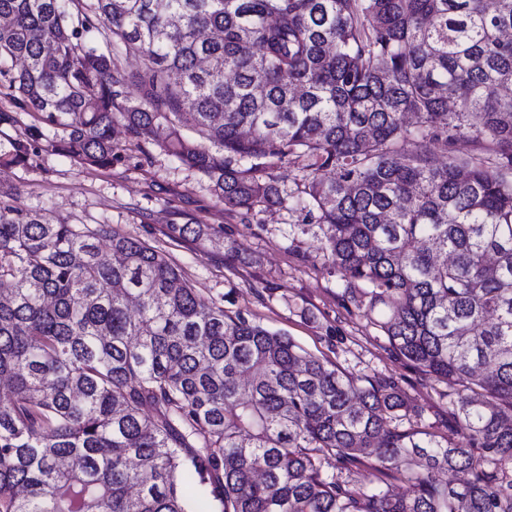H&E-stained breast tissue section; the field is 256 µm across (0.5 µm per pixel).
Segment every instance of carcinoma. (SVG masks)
Segmentation results:
<instances>
[{"mask_svg": "<svg viewBox=\"0 0 512 512\" xmlns=\"http://www.w3.org/2000/svg\"><path fill=\"white\" fill-rule=\"evenodd\" d=\"M0 18V89L79 164L112 165L121 123L232 209L317 214L391 348L458 386L459 428L205 303L163 251L0 187V512H196L189 474L216 512H512V0H0ZM298 167L297 164L285 163L274 172L280 188L287 193H296L297 188L302 187L303 172Z\"/></svg>", "mask_w": 512, "mask_h": 512, "instance_id": "obj_1", "label": "carcinoma"}]
</instances>
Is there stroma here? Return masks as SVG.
<instances>
[{"mask_svg":"<svg viewBox=\"0 0 512 512\" xmlns=\"http://www.w3.org/2000/svg\"><path fill=\"white\" fill-rule=\"evenodd\" d=\"M45 138H35V130ZM62 129L0 96V149L21 143L23 163L0 167V181L17 187L16 206H50L73 224H109L163 251L205 302L242 313L291 337L349 376L391 379L444 435L454 388L397 357L380 328L353 302L321 256L322 230L305 212L274 206L229 211L209 179L167 156L143 135L116 125L109 168L84 167L61 147ZM176 224H208L212 238L183 239Z\"/></svg>","mask_w":512,"mask_h":512,"instance_id":"stroma-1","label":"stroma"}]
</instances>
